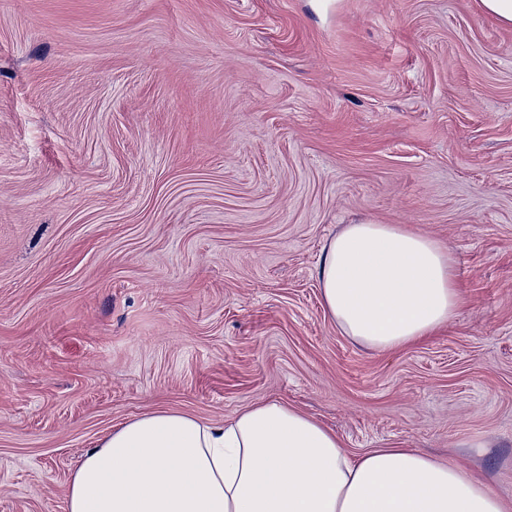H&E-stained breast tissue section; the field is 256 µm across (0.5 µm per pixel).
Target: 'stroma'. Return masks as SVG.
Here are the masks:
<instances>
[{"mask_svg":"<svg viewBox=\"0 0 512 512\" xmlns=\"http://www.w3.org/2000/svg\"><path fill=\"white\" fill-rule=\"evenodd\" d=\"M477 4L0 0V512H66L141 414L266 400L512 498V27ZM366 220L462 297L391 351L322 304Z\"/></svg>","mask_w":512,"mask_h":512,"instance_id":"obj_1","label":"stroma"}]
</instances>
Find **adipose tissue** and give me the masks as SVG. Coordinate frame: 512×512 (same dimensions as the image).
Segmentation results:
<instances>
[{
    "label": "adipose tissue",
    "instance_id": "1",
    "mask_svg": "<svg viewBox=\"0 0 512 512\" xmlns=\"http://www.w3.org/2000/svg\"><path fill=\"white\" fill-rule=\"evenodd\" d=\"M323 305L379 351L446 325L460 306L454 261L395 224H348L323 250ZM67 512H512L453 462L406 448L352 455L278 401L221 425L160 409L120 426L73 473Z\"/></svg>",
    "mask_w": 512,
    "mask_h": 512
}]
</instances>
